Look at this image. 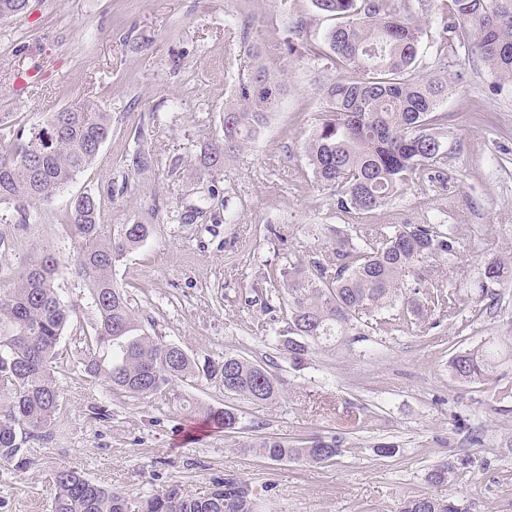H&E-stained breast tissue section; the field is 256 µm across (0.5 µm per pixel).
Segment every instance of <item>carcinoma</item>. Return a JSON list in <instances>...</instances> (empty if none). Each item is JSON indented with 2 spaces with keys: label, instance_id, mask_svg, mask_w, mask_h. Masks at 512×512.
I'll list each match as a JSON object with an SVG mask.
<instances>
[{
  "label": "carcinoma",
  "instance_id": "1",
  "mask_svg": "<svg viewBox=\"0 0 512 512\" xmlns=\"http://www.w3.org/2000/svg\"><path fill=\"white\" fill-rule=\"evenodd\" d=\"M411 0H313L333 21L324 45L305 38L306 24L288 26L285 50L305 49L327 57L333 75L319 82L322 108L305 142L304 155L313 178L336 190V206L354 220L382 210L407 186L424 179H444L448 149L443 135L448 113L439 110L448 89V71L425 77L417 71L419 53L443 64L473 43L498 81L512 84V0H445L448 22L438 37L426 31ZM26 0H0V21L26 12ZM249 19L228 28L253 64L238 71L231 99L224 103L222 135L210 142L199 171L209 177L224 172V159L253 139L276 111L283 71L270 69L260 47L248 40ZM112 133V113L97 104L62 108L43 121L13 132L11 147L0 150V207L49 202L98 157ZM62 226L73 241L72 273L86 285L95 309L89 327L74 332L81 344L74 370L92 382L103 381L120 397L161 395L177 382L204 378L221 387L230 400L263 403L281 393L280 379L265 366L226 351L201 359L154 336L139 316L133 295L114 279L128 253L152 236L155 225L136 221L106 224L101 199L83 193L70 200ZM336 263L296 260L268 272L272 287L282 285L287 299L275 332L277 349L301 364L319 346L348 342L362 317L379 318L375 328L393 334L411 330L424 311L455 315L457 294L432 280L423 266L428 258L453 261L458 241L452 226L363 224L355 233L328 227ZM61 259L54 246L16 272L0 263V276L15 286L0 292V461L24 468L31 463L24 445L41 439L60 418L56 369L61 341L75 308L56 288ZM411 277L428 288L427 308L411 301L406 312L391 316L400 284ZM512 284V267H484L479 300L498 304L494 287ZM499 353L477 346L453 354L449 376L462 384H486L496 372ZM191 415L232 432L240 415L232 404H198ZM272 462L291 460L310 466L330 463L345 449L339 437L286 441L261 437L250 445ZM450 462L427 473L431 485L447 484L456 474ZM51 512H256L253 491L242 477L226 476L204 496L178 485L162 493L130 498L102 487L76 470L53 477ZM397 512H463L453 496L429 493L403 499Z\"/></svg>",
  "mask_w": 512,
  "mask_h": 512
}]
</instances>
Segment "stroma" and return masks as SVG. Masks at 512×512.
<instances>
[{
  "instance_id": "1",
  "label": "stroma",
  "mask_w": 512,
  "mask_h": 512,
  "mask_svg": "<svg viewBox=\"0 0 512 512\" xmlns=\"http://www.w3.org/2000/svg\"><path fill=\"white\" fill-rule=\"evenodd\" d=\"M247 14L250 41L284 71L281 104L224 163L216 184L228 195L232 220L207 215L181 224L177 211L207 192L208 180L197 175L200 153L220 135L234 77L251 63L226 35ZM290 18L304 20L308 40L320 42L327 23L312 0H30L25 13L0 21V113L10 115L0 126L1 145L12 142L15 125L92 98L112 114V134L95 162L52 202L33 205L37 224L21 233L0 223V257L18 269L54 242L59 295L89 323V293L69 269L73 247L61 214L71 198L93 192L106 223L159 226L115 274L156 334L200 356L232 351L265 361L283 387L272 402L237 401L241 424L227 433L189 414L194 403L223 404L212 382L119 399L105 383L71 371L76 348L64 338L62 419L47 442L28 445L29 468L0 461V512H50L52 475L60 469L132 498L174 484L202 496L234 474L250 484L259 512H396L405 496L428 491L454 494L465 512H512V365L484 385L457 383L445 369L464 349L512 351V285L501 288L496 309L479 302L483 267L512 261V86L498 87L477 48L467 46L461 68L448 71L440 106L448 114L447 181L412 185L366 217L370 224H422L435 208L447 211L458 255L425 265L456 292V316L434 314L424 331L393 336L365 327L296 368L274 344L278 292L265 276L295 259L332 261L323 227L348 218L302 152L322 106L315 87L328 62L282 54L276 34ZM485 113L490 122H481ZM144 148L157 165L141 176L135 162ZM96 405L108 406L109 416L94 415ZM352 418L357 426L344 429ZM315 435L342 437L344 455L310 466L271 462L248 449L260 436ZM387 444L397 446L395 456L377 453ZM457 459L465 465L451 486H429L433 465Z\"/></svg>"
}]
</instances>
